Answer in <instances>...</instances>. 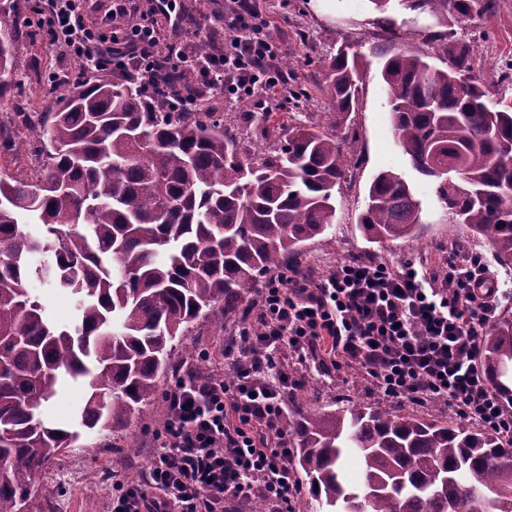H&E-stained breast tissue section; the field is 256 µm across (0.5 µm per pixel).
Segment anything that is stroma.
I'll return each mask as SVG.
<instances>
[{"instance_id":"stroma-1","label":"stroma","mask_w":512,"mask_h":512,"mask_svg":"<svg viewBox=\"0 0 512 512\" xmlns=\"http://www.w3.org/2000/svg\"><path fill=\"white\" fill-rule=\"evenodd\" d=\"M256 18L264 32L277 43L279 56L289 58L287 88H256L245 100L225 98L214 92L210 107L223 113L226 125L247 129L251 160H259L288 137L294 116L328 123V101L317 89L323 80L321 62L346 46L363 54L368 77L355 112L341 121L335 133L347 151L345 173L334 194L336 223L327 236L309 242L297 263H285L270 272V279L293 275L296 269L324 273L349 256L374 258L400 268L407 262L444 272L450 259L469 253L491 261L499 282L512 280V273L495 262L487 245L463 224L449 219L448 209L436 194V184L417 173L398 146L392 130L383 83L378 75L379 56L409 48L434 66H441L439 36L465 40L474 47L472 68L479 80L493 86L496 97H512V86L498 77L512 67V0H497L494 12L462 24L442 25L428 13L405 9L400 0H390L385 11H377L370 0H257ZM30 0H17L14 13L0 15V27L17 32L13 55V77L18 91L0 106V120L10 121L15 109L49 112L59 108L50 74L76 77L73 60L53 53L46 34L30 10ZM308 96L295 100L299 90ZM391 170L403 175L422 206L423 222L413 236L385 243L368 242L359 227L366 208L367 191L373 178ZM238 332L237 323L215 330L201 319L182 337L169 371L161 378L168 388L181 369L194 364L201 351H209V364L224 366V342ZM296 383L287 402L301 405L362 404L377 406L383 399L352 369L324 372L319 358L309 359L295 372ZM83 397L80 385L61 383L43 411V419L54 426L72 424ZM164 400L156 398L144 413L134 415L119 437L88 434L84 445L64 453L39 472L37 484L54 488L43 502L42 512H104L112 494L113 474H141L150 464L147 435L163 419Z\"/></svg>"}]
</instances>
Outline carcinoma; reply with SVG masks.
I'll return each instance as SVG.
<instances>
[{
	"instance_id": "cac0c4a2",
	"label": "carcinoma",
	"mask_w": 512,
	"mask_h": 512,
	"mask_svg": "<svg viewBox=\"0 0 512 512\" xmlns=\"http://www.w3.org/2000/svg\"><path fill=\"white\" fill-rule=\"evenodd\" d=\"M442 23L490 13L494 0H402ZM16 32L0 35V99L11 87ZM446 66L407 49L381 78L394 136L414 170L438 182L450 215L512 266V100L486 103L464 42ZM331 111H355L358 54L323 61ZM61 107L16 118L36 136L32 177L0 176V512H26L35 476L83 432L117 435L157 396L175 340L200 318L242 311L269 272L336 223L344 170L336 135L290 129L256 166L221 112H172L133 76L79 86L60 80ZM360 226L373 243L412 235L421 203L399 173H379ZM41 257L39 264L33 258ZM49 278L77 298L57 327L28 283ZM483 366L512 406V323L485 336ZM87 388L71 429L42 410L65 381ZM293 461L320 512H512V439L488 428L399 415L385 407H298ZM359 454L362 481L341 464Z\"/></svg>"
}]
</instances>
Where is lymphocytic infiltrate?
Listing matches in <instances>:
<instances>
[{"label": "lymphocytic infiltrate", "mask_w": 512, "mask_h": 512, "mask_svg": "<svg viewBox=\"0 0 512 512\" xmlns=\"http://www.w3.org/2000/svg\"><path fill=\"white\" fill-rule=\"evenodd\" d=\"M177 0H112L93 16L87 0H35L31 11L59 55L97 71L137 75L152 94L159 70L188 72L210 89L253 92L284 85L274 40L254 22L256 0H231L212 23L230 30L217 54L166 38L160 17ZM259 325L242 322L224 346L223 374L179 377L164 394L161 428L149 439L145 474L112 484L106 512H230L259 496L291 512L302 485L292 466L283 419L291 385L283 355L358 371L383 397L423 406L447 404L467 422L512 437V414L479 361L503 295L478 255L449 262L443 278L407 265L351 257L318 279L281 277L259 291Z\"/></svg>", "instance_id": "obj_1"}]
</instances>
